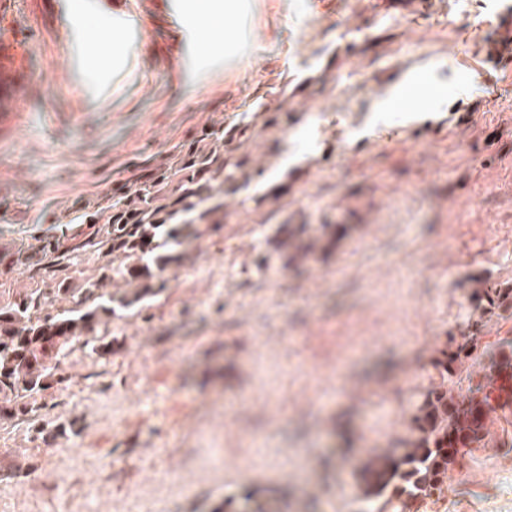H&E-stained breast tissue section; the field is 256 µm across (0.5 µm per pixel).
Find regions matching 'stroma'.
Returning <instances> with one entry per match:
<instances>
[{"instance_id":"35a3bbf8","label":"stroma","mask_w":512,"mask_h":512,"mask_svg":"<svg viewBox=\"0 0 512 512\" xmlns=\"http://www.w3.org/2000/svg\"><path fill=\"white\" fill-rule=\"evenodd\" d=\"M277 2L257 0L246 67L198 80L169 0H123L152 35L116 94L84 71L69 0H13L31 89L0 117L2 305L53 292L35 249L191 131L255 121L274 88L288 120L246 145L248 184L166 288L0 419V512H214L250 490L358 512L356 466L406 436L475 290L512 283V29L473 24L497 0ZM283 224L307 255L276 249ZM418 512H512V448L460 460Z\"/></svg>"}]
</instances>
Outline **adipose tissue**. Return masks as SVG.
<instances>
[{
  "label": "adipose tissue",
  "mask_w": 512,
  "mask_h": 512,
  "mask_svg": "<svg viewBox=\"0 0 512 512\" xmlns=\"http://www.w3.org/2000/svg\"><path fill=\"white\" fill-rule=\"evenodd\" d=\"M251 0H170V13L185 42L187 56L195 69L217 62L240 60L245 48V22L251 16ZM72 32L82 39L87 68L99 71L111 66L120 72L130 56L134 37L148 34L140 20L120 13L105 18L87 0H72ZM97 26L101 36L86 40L90 26Z\"/></svg>",
  "instance_id": "adipose-tissue-1"
}]
</instances>
